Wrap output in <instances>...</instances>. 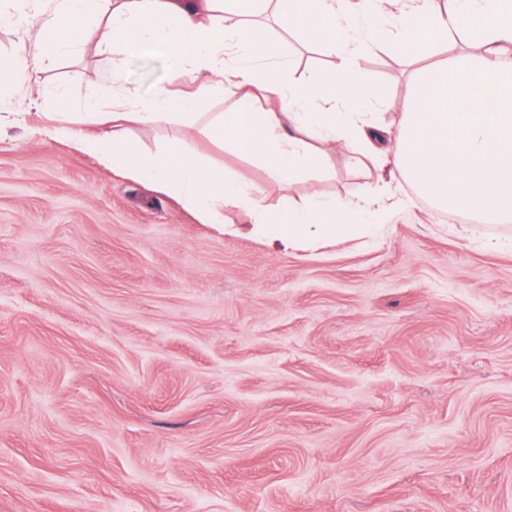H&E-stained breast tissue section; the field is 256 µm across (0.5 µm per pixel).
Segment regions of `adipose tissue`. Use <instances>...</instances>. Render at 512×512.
Instances as JSON below:
<instances>
[{"label": "adipose tissue", "instance_id": "ef3b65f1", "mask_svg": "<svg viewBox=\"0 0 512 512\" xmlns=\"http://www.w3.org/2000/svg\"><path fill=\"white\" fill-rule=\"evenodd\" d=\"M270 0H14L30 11L22 51L0 61V88L23 84L32 70L62 55L83 51L87 23L95 21L97 47L107 75L150 49L177 60L174 78L205 71L206 93L238 97L236 111L211 128L215 140L260 162L283 185L307 181L324 170L326 146L373 159L393 156L396 169L436 207L468 215L479 224L512 223V0H415L397 30L381 20L375 0H288V23L335 58L321 83H299L276 65L281 53L253 18ZM461 37L476 43L443 63L415 67L411 94L402 105L397 133L370 112L367 79L360 61L369 50L390 46L409 52L420 41L434 44ZM193 94L161 90L137 101L114 102L100 111L82 106L102 129L85 135L71 112H52L51 135L72 150L95 157L112 173L178 193L201 223L223 226L224 208L251 212L253 228L295 246L315 238H353L383 225L386 183L356 201L310 199L282 209L258 203L259 189L232 172L206 164L186 142L144 155L124 133L187 116Z\"/></svg>", "mask_w": 512, "mask_h": 512}]
</instances>
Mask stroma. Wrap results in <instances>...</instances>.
<instances>
[{"mask_svg":"<svg viewBox=\"0 0 512 512\" xmlns=\"http://www.w3.org/2000/svg\"><path fill=\"white\" fill-rule=\"evenodd\" d=\"M290 77L330 57L271 23ZM362 66L399 120L408 57ZM97 97L199 89L145 51L106 81L93 48L0 92ZM237 98L193 121L134 127L145 153L185 140L278 208L354 200L390 177L374 236L291 248L201 223L176 197L41 134L30 107L0 128V512H512V248L435 207L392 165L330 148L285 188L209 136Z\"/></svg>","mask_w":512,"mask_h":512,"instance_id":"35a3bbf8","label":"stroma"}]
</instances>
